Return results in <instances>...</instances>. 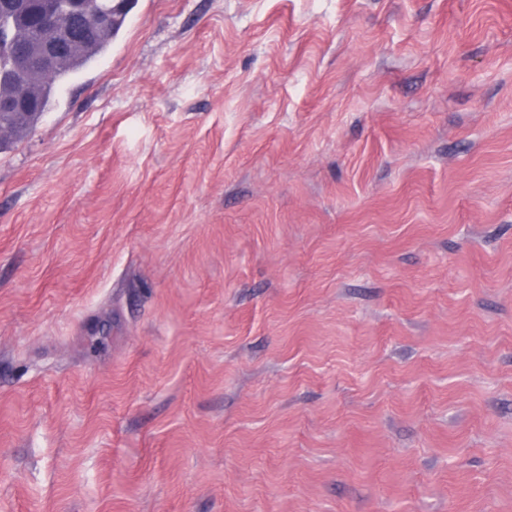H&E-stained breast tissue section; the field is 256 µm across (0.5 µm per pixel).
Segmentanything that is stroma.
<instances>
[{"label":"stroma","instance_id":"35a3bbf8","mask_svg":"<svg viewBox=\"0 0 512 512\" xmlns=\"http://www.w3.org/2000/svg\"><path fill=\"white\" fill-rule=\"evenodd\" d=\"M0 512H512V0H136L0 151Z\"/></svg>","mask_w":512,"mask_h":512}]
</instances>
